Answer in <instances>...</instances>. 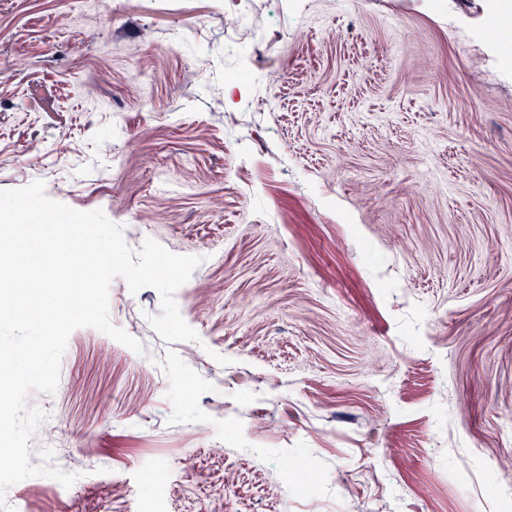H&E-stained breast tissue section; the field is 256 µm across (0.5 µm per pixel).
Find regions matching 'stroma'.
<instances>
[{
    "label": "stroma",
    "mask_w": 512,
    "mask_h": 512,
    "mask_svg": "<svg viewBox=\"0 0 512 512\" xmlns=\"http://www.w3.org/2000/svg\"><path fill=\"white\" fill-rule=\"evenodd\" d=\"M0 0V190L200 257L109 289L0 512H512V49L492 0Z\"/></svg>",
    "instance_id": "1"
}]
</instances>
